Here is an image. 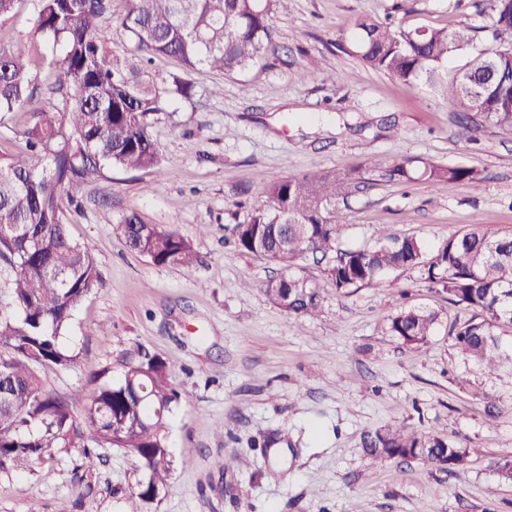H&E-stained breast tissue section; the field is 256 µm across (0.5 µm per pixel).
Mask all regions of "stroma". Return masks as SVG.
I'll return each mask as SVG.
<instances>
[{"mask_svg":"<svg viewBox=\"0 0 512 512\" xmlns=\"http://www.w3.org/2000/svg\"><path fill=\"white\" fill-rule=\"evenodd\" d=\"M488 0H288L271 16L275 48L245 76L193 74L192 101L177 102L150 134L160 154L149 170L104 169L67 206L74 240L89 248L100 279L77 305L64 342L77 356L42 374L67 395L89 377L147 351L166 360L179 394L165 437L168 487L141 512H512V370L489 372L462 353L450 324L470 317L416 269L387 272L376 288L337 291L324 264L297 260L316 283L321 311L289 316L265 294L281 268L240 252L235 227L263 203L264 178L346 171L367 160H431L476 167L480 190L457 183H355L336 202L344 248L372 246L379 229L427 249L472 229L512 232V132L485 128L469 139L427 86L408 87L363 67L350 53L353 23L393 16L406 29L471 27L489 42ZM27 42L40 82L59 71L35 34L30 0L0 24V43ZM307 72V81L296 78ZM221 83L220 96L210 93ZM191 240L190 271L153 263L112 233L126 212ZM439 314L427 343L388 333L404 309ZM498 405L488 416L483 394ZM402 422L478 448L465 468L375 460L368 429ZM270 437V447H254ZM90 472L77 449L25 472H0V512H125L138 474L113 448ZM251 460L249 468L235 456Z\"/></svg>","mask_w":512,"mask_h":512,"instance_id":"1","label":"stroma"}]
</instances>
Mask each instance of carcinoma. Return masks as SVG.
<instances>
[{
  "label": "carcinoma",
  "mask_w": 512,
  "mask_h": 512,
  "mask_svg": "<svg viewBox=\"0 0 512 512\" xmlns=\"http://www.w3.org/2000/svg\"><path fill=\"white\" fill-rule=\"evenodd\" d=\"M288 0H127L123 29L135 42L127 56L110 52L98 22L112 14V0H32L33 25L52 53L61 78L41 86L22 43L0 45V130L24 142L30 160L0 156V472L31 471L70 448L93 468L98 447L130 453L140 478L127 512L167 487L171 453L163 434L177 400L171 370L144 353L114 381L102 369L90 392L66 396L45 389L41 371L68 369L77 355L63 336L74 310L99 280L87 248L67 231L63 201L73 202L106 167L155 168L159 152L149 128L171 103L194 94L193 72L241 74L262 61L274 41L271 14ZM492 46L474 54L452 77L448 56L470 48V28L403 29L360 16L352 45L362 63L408 85L424 83L460 114L465 130L486 126L512 131V0H491ZM177 59L181 70L158 80L152 56ZM49 105H35L42 97ZM365 173L392 182L485 181L476 167L405 159L372 161ZM352 174L319 171L297 179L264 180L266 202L236 226L243 252L278 263L282 281L267 285L269 299L295 318L320 311L318 288L290 272L312 254L333 256L325 269L336 289L377 287L384 273L417 268L448 300L474 311L453 323L450 335L471 359L496 371L512 367L502 336L512 334V234L471 230L455 234L431 252L414 236L379 230L372 247H339L340 218L332 205L346 195ZM134 251L157 265L192 270L194 244L171 227L150 224L138 213L112 225ZM437 314L402 311L389 334L404 346L427 341ZM81 405V414L74 408ZM367 455L420 458L444 470L462 467L476 449L403 424L369 430Z\"/></svg>",
  "instance_id": "cac0c4a2"
}]
</instances>
